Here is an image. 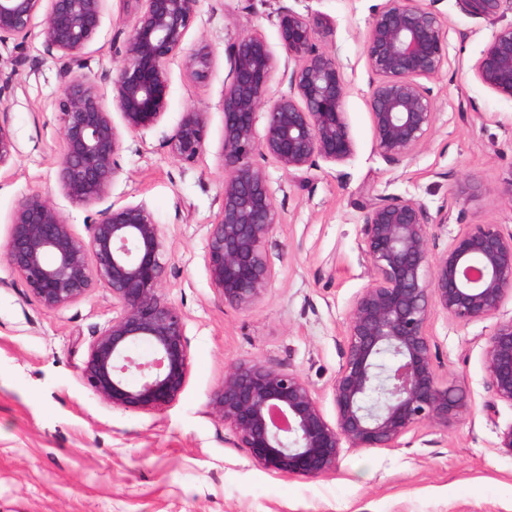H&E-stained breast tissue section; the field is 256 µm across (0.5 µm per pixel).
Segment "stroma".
Listing matches in <instances>:
<instances>
[{
	"label": "stroma",
	"mask_w": 512,
	"mask_h": 512,
	"mask_svg": "<svg viewBox=\"0 0 512 512\" xmlns=\"http://www.w3.org/2000/svg\"><path fill=\"white\" fill-rule=\"evenodd\" d=\"M382 2L197 0L184 50L210 47V74L199 81L182 58L170 61L167 111L152 129L124 132L108 197L119 206L144 205L159 224L166 264L160 293L185 323L186 386L175 402L147 412L112 407L83 378L93 336L121 312L111 292L99 286L48 311L3 257L25 196L46 197L82 238L96 209L71 203L59 186V103L68 76L43 46L41 19L23 44L0 43V72L11 77L0 119L17 150L0 169V512H512V457L496 446L499 430L512 424V404L497 400L483 364L496 320L461 322L433 311L427 333L437 377L464 392L465 409L444 425L419 424L389 448L344 449L336 470L317 478L281 477L257 465L210 405L229 364L259 359L299 374L333 417L352 303L372 275L362 251L367 200L397 195L433 213L451 211L449 223L430 230L436 254L469 224L512 231V101L479 84L472 70L493 25L463 12L457 0H435L448 40V62L428 81L435 121L426 139L391 165L373 143L363 54ZM288 7L330 29L316 44L342 64L356 151L345 164L294 174L263 160L280 214L266 246L274 277L256 302L240 308L212 288L205 262L224 192L226 49L239 35L260 32L279 65L270 94H286L277 17ZM133 21L123 0H107L84 50V72L103 97H111L121 64L114 43ZM191 107L207 112L208 129L203 155L186 163L168 139ZM462 179L474 189L459 197L454 186Z\"/></svg>",
	"instance_id": "stroma-1"
}]
</instances>
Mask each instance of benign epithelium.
<instances>
[{"label": "benign epithelium", "instance_id": "7a95c632", "mask_svg": "<svg viewBox=\"0 0 512 512\" xmlns=\"http://www.w3.org/2000/svg\"><path fill=\"white\" fill-rule=\"evenodd\" d=\"M105 0H0V42L26 39L44 13L40 35L72 75L59 109L65 152L59 165L62 193L91 206L109 195L119 173L121 130L142 132L165 114L170 94L168 63L182 52L196 0H134L136 16L115 51L122 65L112 76V101L97 94L85 74L83 50L101 25ZM505 0H457L470 15L496 23ZM289 93L269 97L277 61L259 32L227 47L231 69L224 87V193L211 225L205 261L224 302L247 307L268 288L273 269L266 244L277 224L265 169L273 159L285 172L308 171L319 162L342 165L356 150L347 112L341 63L314 42L318 19L291 8L279 14ZM375 149L400 163L430 132L433 90L425 80L448 62L444 22L434 5L384 0L364 40ZM186 69L207 78L211 51L185 58ZM476 80L512 100V25L492 33L473 66ZM121 115L123 128L112 118ZM266 115L263 137L255 133ZM207 113L191 108L169 138L182 161L205 149ZM16 146L0 122V168ZM451 215L431 214L422 203L378 196L362 207L363 252L370 282L355 297L346 328L344 361L333 386L334 420L327 419L311 386L297 373L260 361L236 362L210 405L264 469L315 478L334 471L342 448H389L425 422L448 423L465 408L462 393L439 383L427 334L431 312L462 322L496 317L512 295V233L496 224H470L440 254L430 251L433 224ZM159 225L141 204L109 205L76 236L61 211L39 193L16 207L4 257L30 295L46 310L63 308L103 285L122 309L89 345L83 377L116 408L150 411L178 399L190 373L185 324L164 301L165 275ZM484 368L498 400L512 404V319L489 336Z\"/></svg>", "mask_w": 512, "mask_h": 512}]
</instances>
